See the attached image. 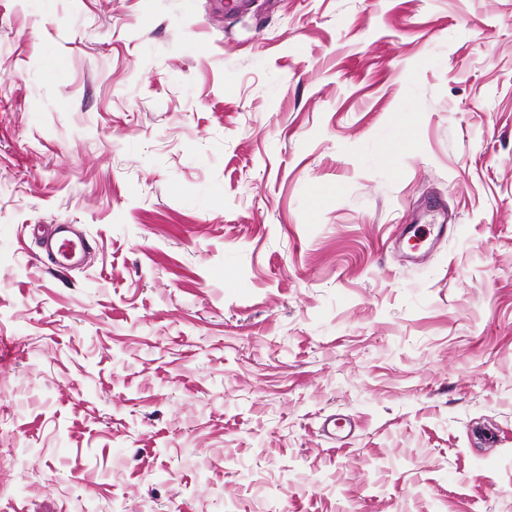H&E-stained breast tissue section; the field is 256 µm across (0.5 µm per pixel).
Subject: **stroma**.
<instances>
[{"instance_id": "stroma-1", "label": "stroma", "mask_w": 512, "mask_h": 512, "mask_svg": "<svg viewBox=\"0 0 512 512\" xmlns=\"http://www.w3.org/2000/svg\"><path fill=\"white\" fill-rule=\"evenodd\" d=\"M1 343L0 512H512V0H0ZM40 230L48 266L60 271L80 263L86 244L71 236L69 224H51ZM66 243H73V246L66 249Z\"/></svg>"}]
</instances>
